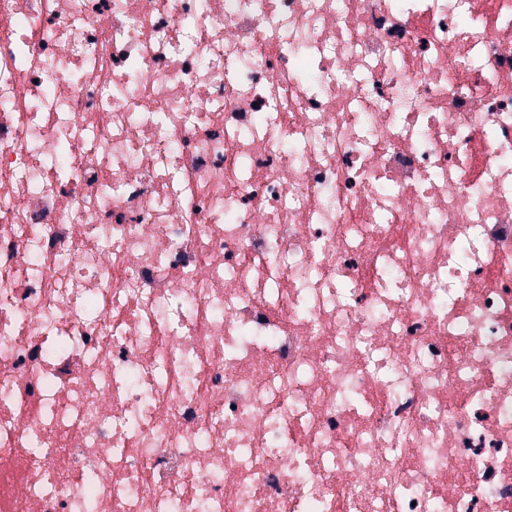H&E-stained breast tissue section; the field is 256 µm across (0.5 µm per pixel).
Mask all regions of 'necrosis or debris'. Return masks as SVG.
I'll use <instances>...</instances> for the list:
<instances>
[{
    "mask_svg": "<svg viewBox=\"0 0 512 512\" xmlns=\"http://www.w3.org/2000/svg\"><path fill=\"white\" fill-rule=\"evenodd\" d=\"M0 512H512V0H0Z\"/></svg>",
    "mask_w": 512,
    "mask_h": 512,
    "instance_id": "obj_1",
    "label": "necrosis or debris"
}]
</instances>
